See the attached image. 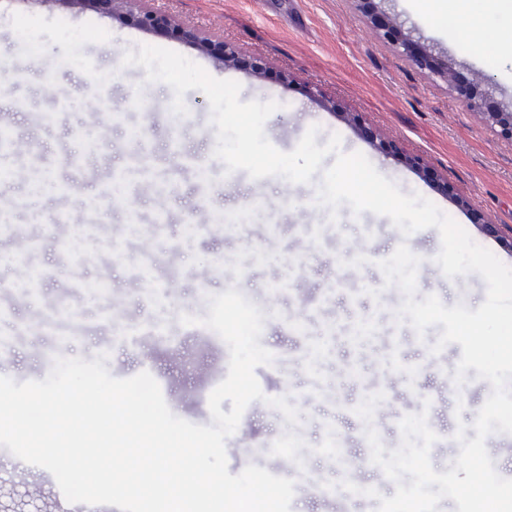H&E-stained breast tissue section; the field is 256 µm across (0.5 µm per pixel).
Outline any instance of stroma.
I'll return each instance as SVG.
<instances>
[{
  "label": "stroma",
  "instance_id": "1",
  "mask_svg": "<svg viewBox=\"0 0 512 512\" xmlns=\"http://www.w3.org/2000/svg\"><path fill=\"white\" fill-rule=\"evenodd\" d=\"M168 13L208 41L239 54L226 66L183 38L161 37L112 15L79 11L61 0H0V123L15 152L0 158V373L19 382L45 379L53 346L61 357L106 355L109 373L127 379L147 371L169 379L172 413L196 425L212 422L209 397L230 361L225 341L200 320L209 296L237 287L265 306L260 343L279 358L258 366L265 395L244 410L226 441L230 474L256 465L280 477L317 481L344 500L343 481L369 485L375 464L357 415L383 393L373 413L386 449L400 447V420L426 413L447 434L471 425L492 392L468 370L456 384L458 359L434 351L441 326L424 333L400 319L404 294L378 287V262L399 246L419 257L416 296L477 309L487 295L475 273L446 277L436 262L438 229L406 235L385 216L337 211L316 202L321 174L293 183L279 176L227 179L215 157L216 128L206 95L184 96L187 115L173 112L174 92L124 64L142 45L177 52L211 77L240 85L244 102H275L264 133L279 151H293L310 128L317 145L339 135L342 153H362L405 194L434 203L505 265L512 267V140L499 136L454 100L448 87L399 53L371 27L382 10L436 67L492 89L512 109V39L499 55H478L450 43L419 13L414 0H138ZM261 59L264 75L249 68ZM63 110H56L58 100ZM393 139L397 154L376 150L365 128ZM96 153L87 154L88 145ZM87 154L83 169L72 156ZM421 156L420 172L402 158ZM120 177H112L113 168ZM70 187L58 196L56 185ZM73 221L56 223L60 210ZM172 220L162 223L160 212ZM227 216L215 224V215ZM195 225L186 234V225ZM79 241L70 251V241ZM293 278L292 292L275 282ZM198 317L185 325L181 315ZM303 333L286 336L285 324ZM284 397L299 412L286 422L270 406ZM287 442L302 460L296 471L268 444Z\"/></svg>",
  "mask_w": 512,
  "mask_h": 512
}]
</instances>
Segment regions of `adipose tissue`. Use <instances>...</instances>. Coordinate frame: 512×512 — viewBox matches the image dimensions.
Wrapping results in <instances>:
<instances>
[{
    "instance_id": "ef3b65f1",
    "label": "adipose tissue",
    "mask_w": 512,
    "mask_h": 512,
    "mask_svg": "<svg viewBox=\"0 0 512 512\" xmlns=\"http://www.w3.org/2000/svg\"><path fill=\"white\" fill-rule=\"evenodd\" d=\"M419 4L450 41L466 44L477 54L494 55L499 52V36L483 25L482 14L472 9V0H419Z\"/></svg>"
}]
</instances>
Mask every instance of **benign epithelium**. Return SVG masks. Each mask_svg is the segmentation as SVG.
<instances>
[{"label": "benign epithelium", "mask_w": 512, "mask_h": 512, "mask_svg": "<svg viewBox=\"0 0 512 512\" xmlns=\"http://www.w3.org/2000/svg\"><path fill=\"white\" fill-rule=\"evenodd\" d=\"M76 8H90L103 13H113L119 5L131 3L133 0H67ZM370 24L378 33L390 42L403 55L414 59L417 65L429 70L434 76L441 79L454 95L455 101L461 107L477 116L484 124L498 129V132L512 140V111L503 112L489 106V100L484 93L472 91L459 82L458 73L451 67L436 70L430 67L427 61L416 52L415 43L402 34L394 26L391 19L383 14L371 13L368 15ZM124 22L141 30L157 34H176L178 30L171 19L159 11H135L128 9L122 13ZM200 50L220 62L228 65L237 62L236 50L226 44L216 46L208 41H199ZM29 502L16 500L15 492L0 494V512H26L25 506Z\"/></svg>", "instance_id": "1"}]
</instances>
